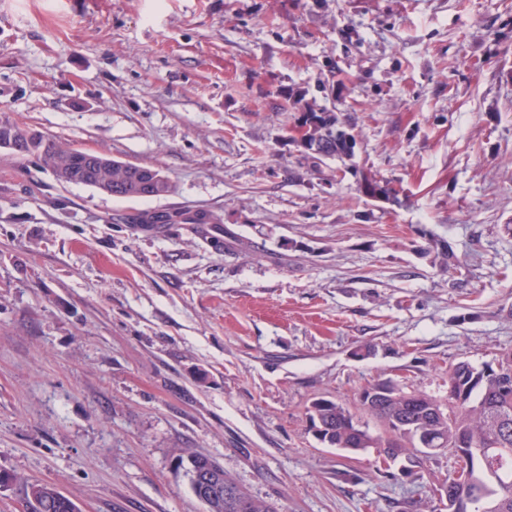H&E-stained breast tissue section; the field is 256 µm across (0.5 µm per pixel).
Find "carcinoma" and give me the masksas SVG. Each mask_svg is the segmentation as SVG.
<instances>
[{
    "label": "carcinoma",
    "mask_w": 512,
    "mask_h": 512,
    "mask_svg": "<svg viewBox=\"0 0 512 512\" xmlns=\"http://www.w3.org/2000/svg\"><path fill=\"white\" fill-rule=\"evenodd\" d=\"M317 122L306 134L318 143L320 157L348 159L354 153L345 144L346 130L334 112L312 113ZM15 140L21 142L14 156L20 164L34 163L52 174L65 169L78 185L98 189L104 181L112 182V196L137 198L146 193L143 170L112 160V166L87 165L76 160L72 148L51 138L26 142L28 129L8 120H0ZM414 247L424 254L434 253L433 261L448 266V253L434 250L423 243L425 234L416 232ZM359 411L376 421L375 433L343 404L315 399L308 409L311 427L318 430L320 440L332 448L357 452L366 448H420L419 433L435 432L434 447L455 454L460 468L448 478L441 496L447 497L448 512H512V351L501 355L493 364L475 367L468 361L448 365V397L407 390L391 381H376L357 394ZM474 448H501L500 459H486L472 452ZM490 468L500 472L499 489L492 504L480 499L476 477ZM34 500L28 501L32 512H69L68 501L56 498V487L33 481L28 484ZM239 483L224 476V502L216 512H239L233 490Z\"/></svg>",
    "instance_id": "obj_1"
}]
</instances>
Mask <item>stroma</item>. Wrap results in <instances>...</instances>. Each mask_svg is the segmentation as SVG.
<instances>
[{"label":"stroma","mask_w":512,"mask_h":512,"mask_svg":"<svg viewBox=\"0 0 512 512\" xmlns=\"http://www.w3.org/2000/svg\"><path fill=\"white\" fill-rule=\"evenodd\" d=\"M306 112L348 121L353 168L304 158ZM1 118L174 190L0 150V512L35 480L80 512H205L190 452L279 512H448L459 458L326 447L308 407L443 397L449 364L512 350V0H0ZM195 211L220 221H128ZM1 134L7 127L16 141H23L20 149L13 151V155L24 166L27 162H33L40 170L50 172L52 175L58 170L70 171V180L75 185H83L98 190L104 181H112V188H101L100 192L109 196L120 198H139L144 193H149L144 188L146 177L144 169L132 168L122 165V161L112 159V167L95 165L104 160L102 154L91 150H78L76 153L83 157L84 164L76 160L72 148L51 138H45L39 142L29 144L26 141L28 128L19 126L9 120H0ZM94 164V165H93Z\"/></svg>","instance_id":"stroma-1"}]
</instances>
